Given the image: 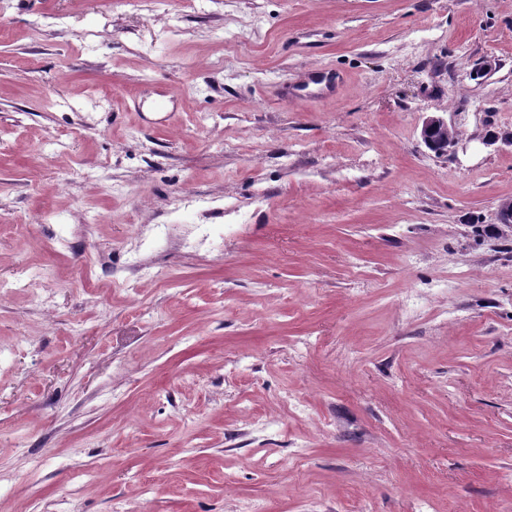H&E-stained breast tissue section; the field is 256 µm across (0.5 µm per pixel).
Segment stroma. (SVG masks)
<instances>
[{
	"label": "stroma",
	"instance_id": "stroma-1",
	"mask_svg": "<svg viewBox=\"0 0 512 512\" xmlns=\"http://www.w3.org/2000/svg\"><path fill=\"white\" fill-rule=\"evenodd\" d=\"M510 199L512 0H0V512H512ZM420 137L425 146L437 155H445L456 144L454 125L440 115H426L423 118Z\"/></svg>",
	"mask_w": 512,
	"mask_h": 512
}]
</instances>
